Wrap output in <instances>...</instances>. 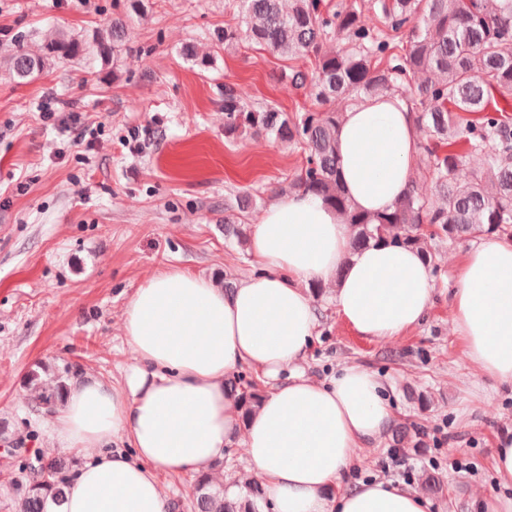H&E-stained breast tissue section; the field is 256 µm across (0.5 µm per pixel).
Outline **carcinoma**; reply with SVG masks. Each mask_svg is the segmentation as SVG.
Segmentation results:
<instances>
[{
  "label": "carcinoma",
  "mask_w": 512,
  "mask_h": 512,
  "mask_svg": "<svg viewBox=\"0 0 512 512\" xmlns=\"http://www.w3.org/2000/svg\"><path fill=\"white\" fill-rule=\"evenodd\" d=\"M241 0L242 29H224L220 43L234 47L241 37L292 61L282 74L323 109L290 116L274 105L255 107L248 91L224 86L227 134L259 131L273 141L301 147L306 165L289 183V191L322 197L352 225V249L397 243L435 259L425 243L432 237L450 241L499 234L512 236V0H340L332 11L321 0ZM127 11L112 15L108 38L92 41L58 35L42 53L19 41L10 56L14 76L25 80L53 61L93 55H118L129 40L128 19L145 0H127ZM406 48L400 49L401 40ZM314 53L316 68L299 64ZM401 97L415 123L433 146H425L417 170L433 177L432 196L412 185L392 209L369 215L355 209L337 180V137L342 112L362 96ZM465 113H478L473 121ZM464 142L481 159L472 167L451 150ZM39 365L28 375L38 407L53 414L67 382L42 378ZM61 461L38 457L30 466L15 512H47L63 499L56 480ZM246 496L231 499L224 485L199 475L191 502L194 512H257L265 498L261 483L242 480Z\"/></svg>",
  "instance_id": "cac0c4a2"
}]
</instances>
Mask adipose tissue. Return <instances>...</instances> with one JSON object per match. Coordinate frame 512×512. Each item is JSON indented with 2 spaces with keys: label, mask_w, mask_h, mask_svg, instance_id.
<instances>
[{
  "label": "adipose tissue",
  "mask_w": 512,
  "mask_h": 512,
  "mask_svg": "<svg viewBox=\"0 0 512 512\" xmlns=\"http://www.w3.org/2000/svg\"><path fill=\"white\" fill-rule=\"evenodd\" d=\"M337 149L347 197L377 214L408 193L420 137L399 97L364 98L343 113ZM351 241L338 212L296 192L254 224L258 271L233 291L175 266L136 288L123 313L133 360L121 380L72 382L55 418L52 446L85 459L57 512H167L161 476L210 472L238 437L273 512H426L399 483L343 487L357 449L392 422L381 380L357 364L325 382L298 369L318 320L310 282L378 340L419 326L432 306L434 277L419 252L389 243L355 252ZM451 311L476 376L512 383V239L487 237L465 253ZM243 364L272 383L246 424L225 384ZM494 470L503 492L484 508L512 512V441L495 448Z\"/></svg>",
  "instance_id": "obj_1"
}]
</instances>
